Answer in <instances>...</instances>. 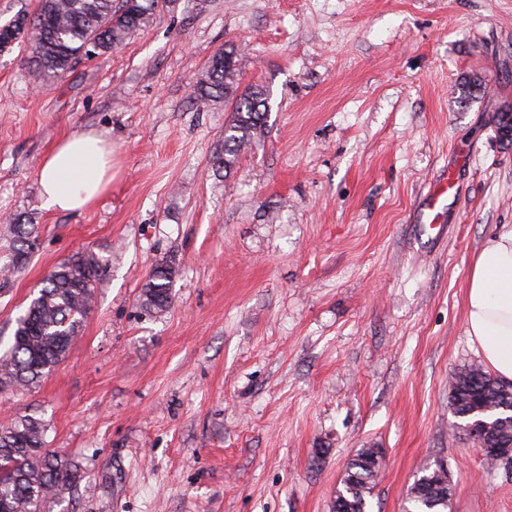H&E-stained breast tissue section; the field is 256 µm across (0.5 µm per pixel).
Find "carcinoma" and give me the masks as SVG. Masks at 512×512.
<instances>
[{
  "label": "carcinoma",
  "instance_id": "cac0c4a2",
  "mask_svg": "<svg viewBox=\"0 0 512 512\" xmlns=\"http://www.w3.org/2000/svg\"><path fill=\"white\" fill-rule=\"evenodd\" d=\"M159 7V0H41L36 16L17 14L0 25L9 35L13 26L31 25L24 41L31 50V76L41 82L68 73L92 47L106 54L143 30ZM238 65L234 49L215 52L197 82L200 100L223 98L231 105L232 119L224 127V152L212 163L226 172L233 169L242 145L260 127L269 111L267 94L258 89L237 93ZM20 246L12 267L30 261L31 232L16 225ZM105 269L93 252L78 253L55 267L42 281L16 327L7 351L0 356V386L28 387L62 361L91 310L94 289ZM175 269L156 265L142 287V305L162 311L171 302ZM449 406L467 432L479 421L493 419L492 436L512 446V384H505L472 364L457 371L451 382ZM45 425L31 416L17 417L0 426V512H44L47 503L71 485L76 465L47 447ZM380 453L363 448L348 463L336 492L333 512H367L378 469L367 466ZM452 496L448 470L436 463L421 471L410 489L404 512H446Z\"/></svg>",
  "mask_w": 512,
  "mask_h": 512
}]
</instances>
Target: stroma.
<instances>
[{"mask_svg":"<svg viewBox=\"0 0 512 512\" xmlns=\"http://www.w3.org/2000/svg\"><path fill=\"white\" fill-rule=\"evenodd\" d=\"M229 47L269 112L219 176L231 109L193 89ZM29 58L0 54V270L13 223L34 232L29 264L0 273V354L55 265L106 263L67 356L0 387V423L41 419L78 467L50 512H332L362 448L381 451L370 512H403L438 462L448 512H512V466L448 407L454 372L482 361L471 268L512 226V0H165L64 77L35 82ZM88 130L112 143V184L49 212L41 162ZM161 261L172 301L149 312ZM175 269L167 263L157 264L142 287V305L149 310L162 311L171 302V283Z\"/></svg>","mask_w":512,"mask_h":512,"instance_id":"obj_1","label":"stroma"}]
</instances>
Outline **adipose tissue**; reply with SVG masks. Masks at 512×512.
<instances>
[{
    "mask_svg": "<svg viewBox=\"0 0 512 512\" xmlns=\"http://www.w3.org/2000/svg\"><path fill=\"white\" fill-rule=\"evenodd\" d=\"M112 183V146L89 130L62 139L44 158L41 197L48 210L80 212ZM466 326L484 363L512 381V229L491 239L477 255L469 278Z\"/></svg>",
    "mask_w": 512,
    "mask_h": 512,
    "instance_id": "1",
    "label": "adipose tissue"
}]
</instances>
